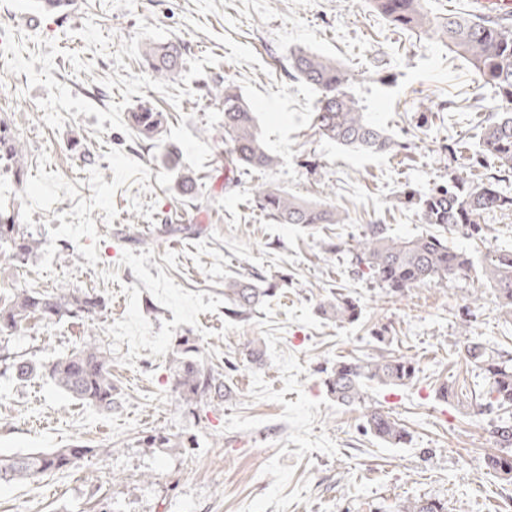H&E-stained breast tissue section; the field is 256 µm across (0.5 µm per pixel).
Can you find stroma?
<instances>
[{"label": "stroma", "mask_w": 512, "mask_h": 512, "mask_svg": "<svg viewBox=\"0 0 512 512\" xmlns=\"http://www.w3.org/2000/svg\"><path fill=\"white\" fill-rule=\"evenodd\" d=\"M166 39L184 47L174 78L138 56L140 44ZM298 47L353 75L348 91L390 151L319 136L316 93L288 67ZM0 80V117L21 133L27 160L22 181L0 180V204L44 241L25 264L0 260V305L19 289L58 285L104 303L90 320L32 319L0 346L48 362L95 334L119 392L101 412L0 364V455L90 449L67 470L0 485V512H396L418 497L447 501L448 512H512V479L484 463L495 450V417L477 412L487 382L464 352L469 333L512 355V316L478 273L392 296L350 266L366 225L400 238L430 232L408 192L495 173L467 153L507 106L437 34L394 27L364 0H77L62 17L35 0H0ZM222 80L252 103L281 158L230 187L213 97ZM145 100L168 113L179 157L132 128ZM183 169L196 177L190 197L175 186ZM259 186L336 208L344 221L274 223L255 203ZM445 237L477 259L511 250L512 213L488 220L483 240ZM234 278L270 290L237 318L224 297ZM340 294L358 303V321L321 314ZM182 336L221 373L222 404L179 400L171 360ZM253 337L264 344L259 364L243 350ZM388 353L417 363L411 384L372 385L350 406L327 393L336 362ZM445 383L455 397L439 398ZM371 407L402 424L408 442L366 432ZM159 432L169 444L150 443Z\"/></svg>", "instance_id": "35a3bbf8"}]
</instances>
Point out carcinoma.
Instances as JSON below:
<instances>
[{"instance_id": "obj_1", "label": "carcinoma", "mask_w": 512, "mask_h": 512, "mask_svg": "<svg viewBox=\"0 0 512 512\" xmlns=\"http://www.w3.org/2000/svg\"><path fill=\"white\" fill-rule=\"evenodd\" d=\"M369 6L398 28L434 31L448 49L464 58L477 76L492 85L498 95L512 103V21L498 15L476 16L452 13L435 21L425 12L422 0H366ZM140 56L150 71L160 76L177 74L183 66L181 46L173 41L152 42L141 47ZM294 75L318 91L314 126L319 135L343 147L373 153L390 149L391 138L361 112L346 87L353 76L323 55L297 48L289 54ZM224 112V143L230 147L231 164L236 169H270L278 165L258 131L255 112L238 89L226 84L216 89ZM135 127L146 137L156 138L166 131L163 112L151 102H140L132 113ZM479 154L496 162L497 175L481 184L455 180L450 186H435L419 198L423 223L448 229L461 226L474 239L484 236L487 218L512 211V192L500 183L512 177V113L504 112L486 121L479 143ZM24 144L20 134L0 117V173L20 180L24 167ZM260 209L278 224H342L337 211L309 203L278 189L256 192ZM40 239L17 224L15 214L0 209V256L23 263L41 247ZM357 272H367L387 293L405 291L432 282L467 277L481 268L494 288L499 304L512 314V250L488 251L480 263L462 251L448 246L440 235L429 233L413 239H395L383 224H370L352 249ZM266 295V290L243 279L229 280L224 297L237 316L251 312ZM103 304L94 294L63 286L51 290L22 289L9 303L0 306V335L8 336L27 329L28 320L44 321L68 316L90 319ZM322 313L341 323L359 319L361 310L346 297H337L321 306ZM467 359L487 380L486 408L512 409V358L492 355L483 344L467 339ZM18 380L42 376L71 397L110 412L116 403L112 384L111 352L93 335L84 337L78 347L55 360L36 363L13 359L9 365ZM415 361L403 355L381 356L367 361H341L326 379L328 392L342 405L363 400L369 383L405 386L416 377ZM174 389L186 404L203 399L224 402V380L220 373L197 357L189 340L179 341L174 359ZM366 428L377 439L401 445L406 430L390 415L374 407L367 411ZM498 452L487 458V468L506 480L512 479V413L498 418L491 431ZM82 445L20 455H0V484L16 480H35L63 471L91 453ZM397 512H448V504L436 499L409 500Z\"/></svg>"}]
</instances>
